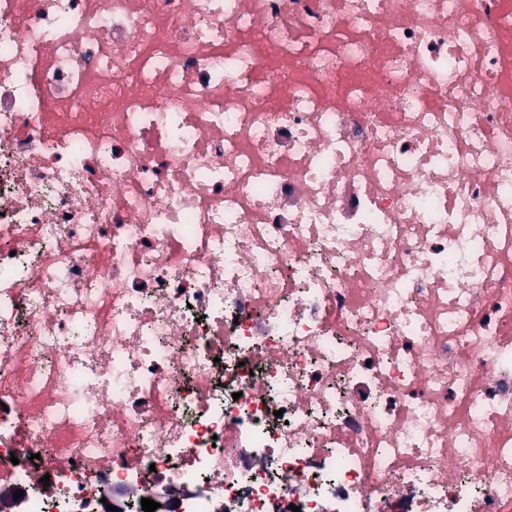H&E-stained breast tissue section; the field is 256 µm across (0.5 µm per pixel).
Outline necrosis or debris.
I'll use <instances>...</instances> for the list:
<instances>
[{
  "label": "necrosis or debris",
  "mask_w": 512,
  "mask_h": 512,
  "mask_svg": "<svg viewBox=\"0 0 512 512\" xmlns=\"http://www.w3.org/2000/svg\"><path fill=\"white\" fill-rule=\"evenodd\" d=\"M512 512V0H0V512Z\"/></svg>",
  "instance_id": "necrosis-or-debris-1"
}]
</instances>
